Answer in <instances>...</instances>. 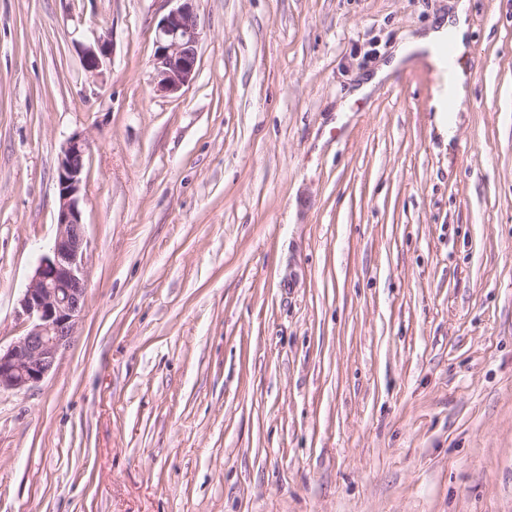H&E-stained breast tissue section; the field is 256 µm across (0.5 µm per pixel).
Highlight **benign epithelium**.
I'll return each mask as SVG.
<instances>
[{"instance_id": "7a95c632", "label": "benign epithelium", "mask_w": 512, "mask_h": 512, "mask_svg": "<svg viewBox=\"0 0 512 512\" xmlns=\"http://www.w3.org/2000/svg\"><path fill=\"white\" fill-rule=\"evenodd\" d=\"M193 0H180L157 25L153 65L161 90L179 92L193 79L200 31ZM111 56V42L100 38L82 51L84 70L101 73ZM88 139L75 133L58 158L57 233L19 300L28 329L14 344L0 348V390H22L41 382L55 368L60 349L75 333L85 306L86 237L80 209Z\"/></svg>"}]
</instances>
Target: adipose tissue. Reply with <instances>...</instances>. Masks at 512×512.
Returning <instances> with one entry per match:
<instances>
[{"mask_svg":"<svg viewBox=\"0 0 512 512\" xmlns=\"http://www.w3.org/2000/svg\"><path fill=\"white\" fill-rule=\"evenodd\" d=\"M468 18V0H453L448 15L437 19L422 33L408 37L398 44L391 63L376 72V79L385 78L393 68L403 65L408 59L429 55L445 39H452L460 45L465 44L469 33Z\"/></svg>","mask_w":512,"mask_h":512,"instance_id":"adipose-tissue-1","label":"adipose tissue"}]
</instances>
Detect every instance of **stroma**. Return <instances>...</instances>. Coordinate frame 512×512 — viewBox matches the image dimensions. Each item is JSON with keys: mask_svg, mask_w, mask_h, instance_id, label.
I'll return each instance as SVG.
<instances>
[{"mask_svg": "<svg viewBox=\"0 0 512 512\" xmlns=\"http://www.w3.org/2000/svg\"><path fill=\"white\" fill-rule=\"evenodd\" d=\"M451 146L427 69L360 79L448 0H0V346L90 142L87 297L0 392V512H512V0H469ZM107 37L110 63L85 73ZM170 1L182 3L158 22L153 65L160 89L175 94L194 77L200 31L194 0ZM111 56V42L100 37L94 45L85 47L82 51V64L84 70L91 75L101 73L104 65Z\"/></svg>", "mask_w": 512, "mask_h": 512, "instance_id": "stroma-1", "label": "stroma"}]
</instances>
